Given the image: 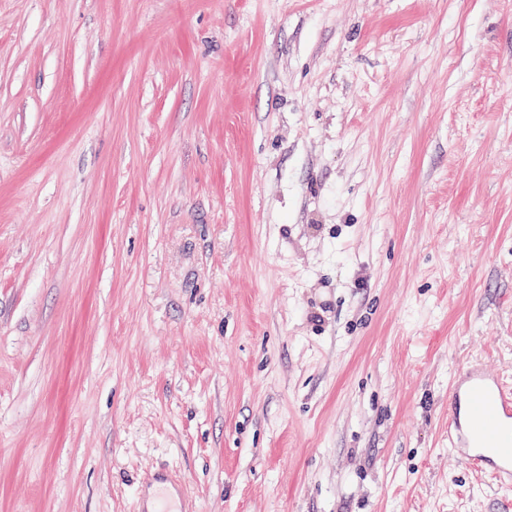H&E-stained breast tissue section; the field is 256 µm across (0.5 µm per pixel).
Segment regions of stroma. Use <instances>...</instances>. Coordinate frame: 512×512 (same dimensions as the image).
<instances>
[{"instance_id":"stroma-1","label":"stroma","mask_w":512,"mask_h":512,"mask_svg":"<svg viewBox=\"0 0 512 512\" xmlns=\"http://www.w3.org/2000/svg\"><path fill=\"white\" fill-rule=\"evenodd\" d=\"M512 0H0V512H512ZM448 448L502 487L512 486V391L482 364L466 362L455 373ZM177 500L178 508H169L166 504ZM137 512H195L196 506L185 494L183 484L168 471L161 470L153 475L146 486H141L136 493Z\"/></svg>"}]
</instances>
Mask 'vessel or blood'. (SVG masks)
<instances>
[{
	"label": "vessel or blood",
	"instance_id": "vessel-or-blood-1",
	"mask_svg": "<svg viewBox=\"0 0 512 512\" xmlns=\"http://www.w3.org/2000/svg\"><path fill=\"white\" fill-rule=\"evenodd\" d=\"M448 446L475 470L512 486V389L481 364L455 373L448 396ZM136 512H196L181 482L168 471L136 493Z\"/></svg>",
	"mask_w": 512,
	"mask_h": 512
}]
</instances>
